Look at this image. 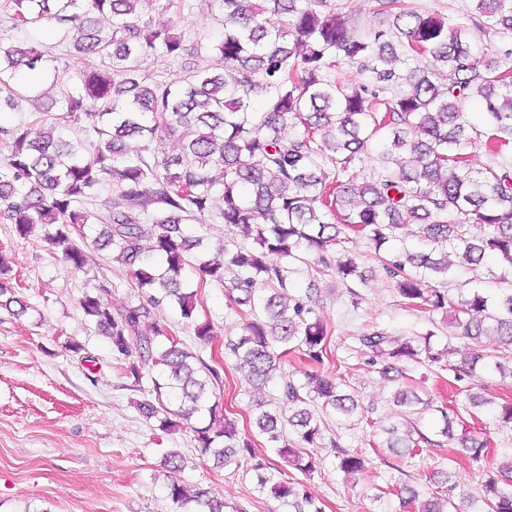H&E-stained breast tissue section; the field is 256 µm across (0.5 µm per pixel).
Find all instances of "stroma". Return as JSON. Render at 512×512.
<instances>
[{
  "mask_svg": "<svg viewBox=\"0 0 512 512\" xmlns=\"http://www.w3.org/2000/svg\"><path fill=\"white\" fill-rule=\"evenodd\" d=\"M406 4L448 15L452 24L467 27L474 57L498 58L503 67L512 68V34L474 27L472 0ZM1 36L43 45L49 68L64 70L66 48L54 23L17 31L0 17ZM97 231V225L86 226L87 265L74 274L39 235L22 239L13 225L0 222V256L8 263L0 273V285L8 289L0 295V512H174L163 466L172 450L184 457L177 477L188 488L204 487L241 512H288L269 490L258 488L253 471L216 467L196 448L190 429L163 432L157 419L140 412L139 403L154 397L153 370L135 382L79 306L84 293L102 281L111 286L112 303L139 301L111 252L94 245ZM343 247L368 271L367 284L350 292L335 271L319 273L303 264L288 278V295L307 300L327 324L330 341L323 363L291 353L282 358L276 380L265 387L253 386L247 370L236 368L224 350L226 338L239 334L241 325L225 290L211 285L198 291L197 315L213 323L211 345L198 343L178 308L163 307L160 316L193 353L195 366L217 369L218 380L209 384L213 401L252 435L258 457L281 468L283 476L295 471L257 435L249 403L279 397L282 380L300 383L308 372L340 378L362 411L344 417L320 404L312 406L322 422V436L310 449L318 469L304 485L323 512H403L399 486L410 485L429 498L441 470L455 482L454 496L479 498L484 476L460 453L457 439L487 436L492 443L488 461L494 466L512 454V427L502 426L493 408H472L463 383L455 381L451 367L461 361L467 343L460 339L454 317L405 305L362 235L348 233ZM22 301L27 304L23 310L18 307ZM373 330L402 340L430 336L441 362L424 365L405 359L397 367L413 379L422 399L432 401V411L396 417L395 383L384 379L379 366L371 365L360 350L359 336ZM72 340L80 342L81 351L69 350ZM444 407L451 410L446 420L440 414ZM447 422L453 432L449 438L440 433ZM393 425L403 435L423 434L425 443L410 455L390 451L384 446L385 430ZM341 447L363 451L364 469L340 472Z\"/></svg>",
  "mask_w": 512,
  "mask_h": 512,
  "instance_id": "35a3bbf8",
  "label": "stroma"
}]
</instances>
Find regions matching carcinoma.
I'll return each instance as SVG.
<instances>
[{
  "label": "carcinoma",
  "mask_w": 512,
  "mask_h": 512,
  "mask_svg": "<svg viewBox=\"0 0 512 512\" xmlns=\"http://www.w3.org/2000/svg\"><path fill=\"white\" fill-rule=\"evenodd\" d=\"M219 13L209 20L224 28L215 43L198 31L194 51L204 60L217 53L223 69L188 66L172 79L142 69L147 57L175 63L184 39L175 19L194 8L191 0H166L158 15H140L142 0H6L4 12L15 30L47 20L69 42L66 68L79 74L73 85L59 87L60 110L38 139L30 127L0 128L8 154L0 161V220L15 225L24 238L35 228L71 270L86 264L83 229L97 220L89 205L98 192L112 187L106 222L94 244L112 249V261L125 268L130 287L145 298L137 305L112 307L110 288L100 283L80 299L86 317L110 341L112 353L128 358L139 347L140 362L126 366L140 381L150 365L155 402L139 404L152 418L159 413L188 421L209 414V422L192 428L196 447L218 466L240 467V456H255L251 440L240 437L235 422L217 416L207 380L192 367L193 354L173 336L156 310L178 306L191 321L201 344L213 339L207 319L196 317L197 293L181 280L185 266L196 263L200 285H230L242 313L241 333L225 348L252 381L264 386L275 378L283 356L298 351L319 363L327 354L329 332L321 318L286 295L288 274L303 256H314L316 272L335 266L343 282L365 283L349 257L331 263L341 243L340 225L361 232L403 301L423 310L453 309L460 337L477 341L499 337L492 353L474 345L457 378L484 384L483 373L512 378V162L498 147L512 139V70L498 59L473 56L468 33L436 11L418 12L404 0H377L391 18L386 26L363 36L336 0H214ZM481 29L512 32V0H474ZM112 21L104 32L100 18ZM366 63L375 75L371 85H345L331 75L332 64ZM414 60L417 65L409 66ZM47 52L35 45L0 39V108L33 101V122L45 113L33 88L15 85L18 71L45 67ZM484 101V128L469 121V92ZM87 120V144L76 147L55 135L72 122ZM303 132L285 137L288 125ZM391 129V148L377 156L382 173L364 178L354 161L368 151L379 129ZM467 147L490 153L485 171L472 174ZM396 166L400 176L388 170ZM218 170L222 179L212 176ZM218 219L240 227L256 244L222 250L207 257L206 238L189 236L188 224ZM421 225L428 253L404 250L386 258L384 246L407 224ZM478 224L473 236L465 225ZM454 256L479 269L488 256L508 271L499 276L502 296L492 299L472 289L452 296L436 287L450 273ZM165 343L157 344V338ZM424 346L384 332L359 336L364 353L381 360L417 361L431 354ZM306 382H283L281 394L292 413L286 419L299 441L314 444L321 427L307 408L322 401L343 415L360 406L336 382L307 373ZM176 408H168L170 399ZM423 400L409 386L393 395L396 413H416ZM265 400L251 402L253 423L277 453L309 476L317 462L296 451L283 437L280 417ZM387 447L412 451L418 442L396 437ZM472 464L488 457L489 442L478 435L460 438ZM363 452L339 450L338 468L354 473L363 467ZM257 485L282 499L294 512H322L294 480H274L262 463L254 465ZM175 512H226L227 504L209 491H190L178 479L167 484ZM480 512H512V456L488 476ZM409 512H471L470 499L455 503L450 493L421 500L400 488Z\"/></svg>",
  "instance_id": "1"
}]
</instances>
